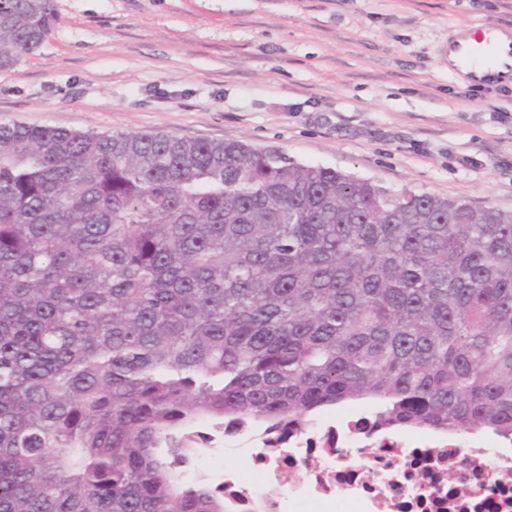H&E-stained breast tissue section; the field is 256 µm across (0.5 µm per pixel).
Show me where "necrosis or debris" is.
Wrapping results in <instances>:
<instances>
[{
  "instance_id": "necrosis-or-debris-1",
  "label": "necrosis or debris",
  "mask_w": 512,
  "mask_h": 512,
  "mask_svg": "<svg viewBox=\"0 0 512 512\" xmlns=\"http://www.w3.org/2000/svg\"><path fill=\"white\" fill-rule=\"evenodd\" d=\"M207 450L239 462L193 461L184 475L219 488L225 512H512V439L501 436L382 431L353 412L285 433L215 432Z\"/></svg>"
}]
</instances>
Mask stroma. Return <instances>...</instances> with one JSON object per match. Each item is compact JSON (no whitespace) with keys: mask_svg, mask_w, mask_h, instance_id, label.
Wrapping results in <instances>:
<instances>
[{"mask_svg":"<svg viewBox=\"0 0 512 512\" xmlns=\"http://www.w3.org/2000/svg\"><path fill=\"white\" fill-rule=\"evenodd\" d=\"M0 71V124L232 138L397 191L512 210V119L437 46L512 0H54Z\"/></svg>","mask_w":512,"mask_h":512,"instance_id":"35a3bbf8","label":"stroma"}]
</instances>
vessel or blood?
<instances>
[{
    "mask_svg": "<svg viewBox=\"0 0 512 512\" xmlns=\"http://www.w3.org/2000/svg\"><path fill=\"white\" fill-rule=\"evenodd\" d=\"M450 78L468 86L512 84V25L461 24L448 31L438 49Z\"/></svg>",
    "mask_w": 512,
    "mask_h": 512,
    "instance_id": "1",
    "label": "vessel or blood"
}]
</instances>
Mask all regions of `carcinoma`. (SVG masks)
<instances>
[{
    "label": "carcinoma",
    "mask_w": 512,
    "mask_h": 512,
    "mask_svg": "<svg viewBox=\"0 0 512 512\" xmlns=\"http://www.w3.org/2000/svg\"><path fill=\"white\" fill-rule=\"evenodd\" d=\"M53 0H0V70ZM512 434V212L171 134L0 124V512H224L192 429Z\"/></svg>",
    "instance_id": "cac0c4a2"
}]
</instances>
